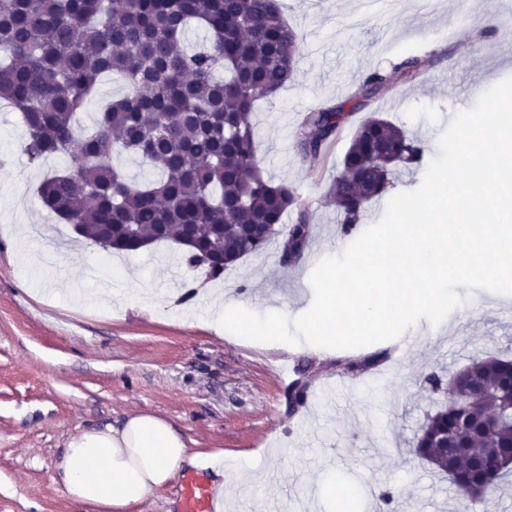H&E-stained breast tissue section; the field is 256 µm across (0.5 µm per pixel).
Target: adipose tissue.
Segmentation results:
<instances>
[{
  "instance_id": "1",
  "label": "adipose tissue",
  "mask_w": 512,
  "mask_h": 512,
  "mask_svg": "<svg viewBox=\"0 0 512 512\" xmlns=\"http://www.w3.org/2000/svg\"><path fill=\"white\" fill-rule=\"evenodd\" d=\"M192 457L170 422L137 413L84 427L59 451L53 481L92 512H130Z\"/></svg>"
}]
</instances>
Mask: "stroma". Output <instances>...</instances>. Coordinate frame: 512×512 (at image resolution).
Masks as SVG:
<instances>
[{"label": "stroma", "mask_w": 512, "mask_h": 512, "mask_svg": "<svg viewBox=\"0 0 512 512\" xmlns=\"http://www.w3.org/2000/svg\"><path fill=\"white\" fill-rule=\"evenodd\" d=\"M303 37L293 81L253 114L256 158L265 176L288 182L313 214L304 259L280 262L281 243L242 259L223 278L187 268L173 242L120 255L105 252L50 219L38 197L45 175L66 162L32 165L23 152L18 112L0 103V512H88L54 484L56 453L82 428L152 413L184 435L197 467L213 457L244 466L226 512H337L342 492L390 494L394 512H463V497L413 452L428 413L442 404L428 376L455 374L475 352L512 358V296L458 287L466 302L447 318L454 346L420 320L408 351L384 341L357 349H323L249 341L209 325L208 301L188 318L170 299L189 283H211L258 313L289 317L313 300L308 270L336 254L343 236L328 190L341 170L356 113L325 153L297 154L304 113L337 103L370 73L392 79L408 58L433 59L415 78L393 81L370 112L416 136L426 158L449 115L470 108L471 85L512 78V15L495 0H281ZM385 350L363 370L351 363ZM287 354L306 399L290 405L289 389L269 369Z\"/></svg>", "instance_id": "stroma-1"}]
</instances>
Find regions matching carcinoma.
<instances>
[{
  "label": "carcinoma",
  "mask_w": 512,
  "mask_h": 512,
  "mask_svg": "<svg viewBox=\"0 0 512 512\" xmlns=\"http://www.w3.org/2000/svg\"><path fill=\"white\" fill-rule=\"evenodd\" d=\"M192 29L204 32L194 48ZM301 50L280 0H6L0 99L21 115L29 163L70 159L38 188L49 211L105 250L129 252L132 237L143 248L190 235L186 264L205 254L207 276L217 279L279 235L289 265L310 247L309 210L291 185L263 175L251 120L255 101L293 79ZM426 63L409 58L396 74L405 80ZM112 73L128 91L80 130L79 111ZM389 83L374 72L345 100L308 112L297 153L319 154ZM118 148L148 163L153 177L129 179L112 164ZM424 155L422 142L393 122L362 121L330 188L342 233L362 223L398 169L421 166ZM290 210L296 218L286 225ZM464 371L469 383L448 382L461 404L428 416L414 452L464 495L486 484L496 491L508 476L498 461L512 450V397L502 391L512 360L477 353Z\"/></svg>",
  "instance_id": "obj_1"
}]
</instances>
